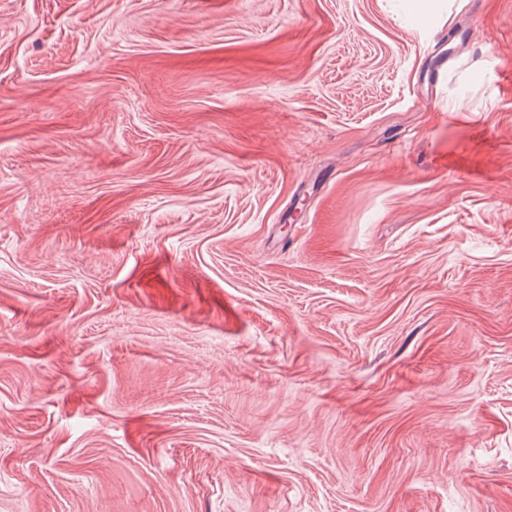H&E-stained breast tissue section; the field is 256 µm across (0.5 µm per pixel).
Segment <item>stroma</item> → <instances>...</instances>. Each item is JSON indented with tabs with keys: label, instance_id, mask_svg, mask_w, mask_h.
<instances>
[{
	"label": "stroma",
	"instance_id": "1",
	"mask_svg": "<svg viewBox=\"0 0 512 512\" xmlns=\"http://www.w3.org/2000/svg\"><path fill=\"white\" fill-rule=\"evenodd\" d=\"M0 512H512V0H0Z\"/></svg>",
	"mask_w": 512,
	"mask_h": 512
}]
</instances>
